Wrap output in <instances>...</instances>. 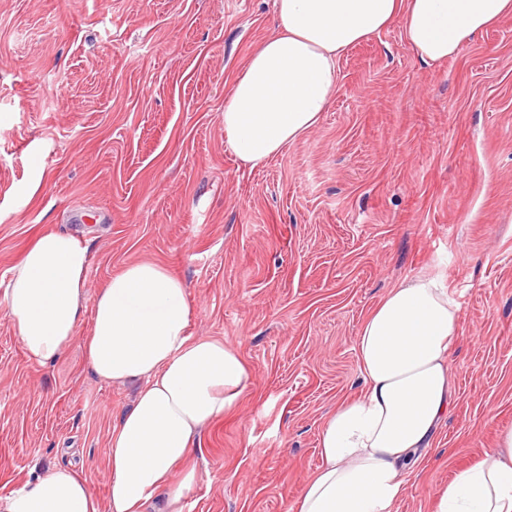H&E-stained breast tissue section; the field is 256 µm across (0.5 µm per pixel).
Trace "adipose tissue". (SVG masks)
<instances>
[{"label":"adipose tissue","mask_w":512,"mask_h":512,"mask_svg":"<svg viewBox=\"0 0 512 512\" xmlns=\"http://www.w3.org/2000/svg\"><path fill=\"white\" fill-rule=\"evenodd\" d=\"M274 10L275 30L224 101L226 142L250 169L319 123L350 47L398 19L418 60L438 64L512 16V0H274ZM87 268L85 242L42 234L12 267L0 309L36 366L63 356L90 317V369L139 383L112 431L107 497L83 470L58 466L0 498V512H185L192 447L236 408L251 371L223 341L189 334L186 288L161 263L127 264L91 300ZM459 319V302L431 276L401 282L372 308L357 339L363 389L325 419L322 464L290 512H395L403 471L432 447L450 408ZM437 512H512V430L440 492Z\"/></svg>","instance_id":"1"}]
</instances>
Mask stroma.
<instances>
[{
	"label": "stroma",
	"instance_id": "35a3bbf8",
	"mask_svg": "<svg viewBox=\"0 0 512 512\" xmlns=\"http://www.w3.org/2000/svg\"><path fill=\"white\" fill-rule=\"evenodd\" d=\"M275 28L273 0H0V291L35 238L87 242V294L129 263L187 289L189 332L252 371L199 441L187 512H289L318 437L358 392L362 321L440 276L461 305L455 402L397 512L512 429V18L420 63L401 21L350 48L320 123L264 166L237 162L224 100ZM82 321L35 366L0 312V498L54 466L107 493L136 389L89 369Z\"/></svg>",
	"mask_w": 512,
	"mask_h": 512
}]
</instances>
